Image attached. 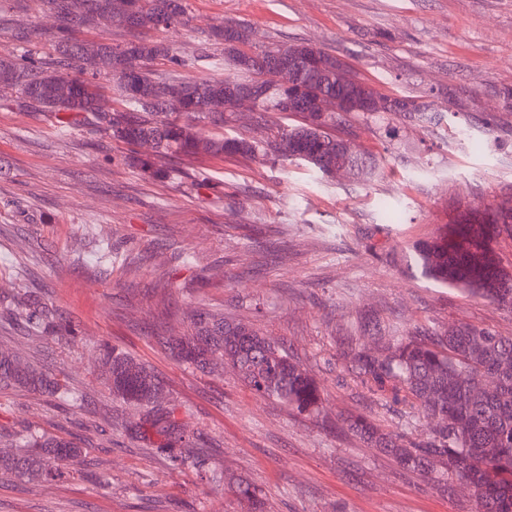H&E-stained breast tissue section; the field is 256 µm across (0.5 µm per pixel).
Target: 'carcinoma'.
<instances>
[{"mask_svg": "<svg viewBox=\"0 0 512 512\" xmlns=\"http://www.w3.org/2000/svg\"><path fill=\"white\" fill-rule=\"evenodd\" d=\"M67 24L57 27L53 55L35 58L28 48L32 39L17 36L27 60L19 61L10 51L0 53V92L8 91L20 106L46 112L67 129L92 118L93 124L127 145L148 144L152 154L135 162L149 175L162 172L157 161L170 158L222 157L271 153L285 159L302 160L323 175L344 169L353 176L371 177L375 159L369 154L343 152V140L327 132L336 116L310 112L301 124L284 128L279 142L268 146L221 133L241 101L224 100L227 82L250 87L263 63L281 46L258 54L242 47L249 43L250 29L232 25L231 40L224 38L226 25L211 28L209 39L224 45L221 58L200 54L179 59L168 45L148 33L189 23L186 0H66ZM122 22L134 31L129 41L112 45L101 40L78 41L71 28L85 26L106 30ZM322 67L288 70V83L304 88L303 94L339 95L353 104L379 95L362 79L351 76L336 80V56L319 51ZM169 58L179 66L206 62L235 71L231 79L162 77L153 63ZM107 65L112 90L123 105L109 111L100 104V86L95 79ZM69 67L76 74L62 72ZM226 102L222 112L210 111L212 102ZM299 99L278 90L258 95L248 108L260 119L270 112H297ZM206 120L218 132L202 137L196 122ZM512 237V200L481 215H460L455 224L412 246L421 273L428 279L456 288L470 296L489 300L512 311V273L501 265L493 242ZM6 312L28 325L45 331L56 328L47 307L31 294L13 296ZM191 334L165 341L178 359L206 368L215 360L235 370L258 395L280 402L299 415L319 411V387L307 371L279 343L267 340L259 330L224 316L198 311L191 320ZM354 367L361 383L374 394L390 396L409 406L412 416L435 424L427 437L407 440L384 433L370 419L356 416L352 430L374 443L407 470H429L435 466L453 479L474 487L477 512H512V339L471 324L452 326L440 333L408 332L391 337L387 354L367 350L355 353ZM112 393L127 402L151 407L143 421L130 426L131 435L145 437L151 430L163 438L160 450L181 468L204 473L215 485L224 483L223 473L206 470L200 456L185 452L190 440L176 420L174 410L159 404L163 389L155 377L130 355L114 348L102 359ZM491 375L496 382L479 387ZM0 386L27 389L59 399L72 395L66 380L37 369L27 358L0 351ZM22 453L0 457V474L20 480L54 479L63 476L59 462L76 455L70 443L29 434L19 442Z\"/></svg>", "mask_w": 512, "mask_h": 512, "instance_id": "obj_1", "label": "carcinoma"}]
</instances>
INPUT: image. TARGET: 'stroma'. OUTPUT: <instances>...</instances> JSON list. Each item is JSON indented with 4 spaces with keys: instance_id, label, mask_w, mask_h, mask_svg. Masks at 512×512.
<instances>
[{
    "instance_id": "stroma-1",
    "label": "stroma",
    "mask_w": 512,
    "mask_h": 512,
    "mask_svg": "<svg viewBox=\"0 0 512 512\" xmlns=\"http://www.w3.org/2000/svg\"><path fill=\"white\" fill-rule=\"evenodd\" d=\"M188 26L158 33L175 55H221L211 26L251 29L248 51L307 43L344 59L379 92L428 107L352 112L333 136L375 156L374 177L326 176L273 156L162 161L143 175L133 150L84 125L0 101V297L33 292L72 340L28 336L0 317V350L67 376L83 407L0 391V456L30 430L80 448L65 478L0 475V512H249L233 492L258 487L265 512H475L350 429L363 415L420 438L425 422L362 388L358 349L392 332L471 324L512 338V312L422 277L411 246L460 212L512 198V0H187ZM46 0H0V49L29 33L51 53ZM301 114L237 116L226 136L260 141ZM203 309L289 348L318 382L323 408L296 416L229 368L176 359L163 338L190 333ZM128 353L161 382L215 487L170 466L159 439L130 437L145 407L114 396L99 350Z\"/></svg>"
}]
</instances>
